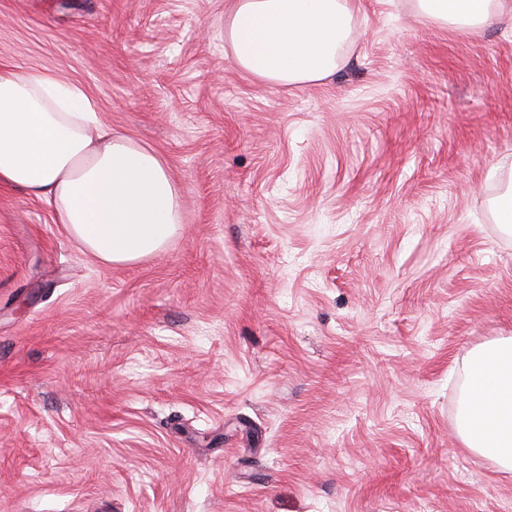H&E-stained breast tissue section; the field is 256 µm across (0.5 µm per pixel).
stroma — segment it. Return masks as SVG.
<instances>
[{
  "label": "stroma",
  "mask_w": 512,
  "mask_h": 512,
  "mask_svg": "<svg viewBox=\"0 0 512 512\" xmlns=\"http://www.w3.org/2000/svg\"><path fill=\"white\" fill-rule=\"evenodd\" d=\"M228 0H0V65L80 85L184 222L106 265L0 186V512H512L457 434L512 336V12L354 0L335 74L240 70ZM505 0H417L419 11L435 20L460 27H475L487 21Z\"/></svg>",
  "instance_id": "obj_1"
}]
</instances>
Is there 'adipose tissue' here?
<instances>
[{"label": "adipose tissue", "mask_w": 512, "mask_h": 512, "mask_svg": "<svg viewBox=\"0 0 512 512\" xmlns=\"http://www.w3.org/2000/svg\"><path fill=\"white\" fill-rule=\"evenodd\" d=\"M419 11L475 27L500 0H417ZM353 0H232L225 34L237 67L301 86L331 76L349 40ZM0 185L52 205L58 223L106 265L161 251L181 222L179 191L151 149L116 136L86 93L44 71L0 66ZM457 433L512 471V336L469 354Z\"/></svg>", "instance_id": "adipose-tissue-1"}]
</instances>
